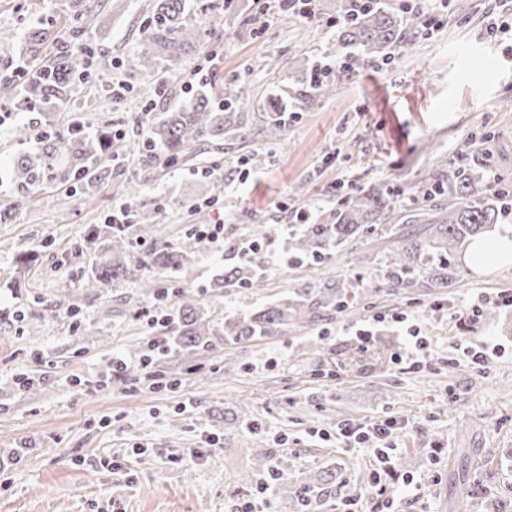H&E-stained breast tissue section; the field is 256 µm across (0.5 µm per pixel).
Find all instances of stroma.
Instances as JSON below:
<instances>
[{
	"mask_svg": "<svg viewBox=\"0 0 512 512\" xmlns=\"http://www.w3.org/2000/svg\"><path fill=\"white\" fill-rule=\"evenodd\" d=\"M319 23L275 13L258 26L252 0H230L235 15L192 10L202 39L187 47L178 74H143L130 60L144 43L143 21L153 0H99L90 43H103L91 81L76 84L64 106L25 112L5 104L19 82L0 79V208L14 201L10 169L32 153L14 129L37 122L68 134L116 137L120 160L95 163L100 178L45 182L0 223V512H235L258 485L270 512H299L269 486L268 472L251 486L258 449L292 481L333 468L336 485L318 492L312 512H332L348 497L370 502L366 449L340 446L338 427L389 416L404 420L395 435L386 484L395 512H480L469 494L512 500V308L495 322L470 325L472 339L489 338L495 351L482 363L457 361L462 334L455 314L478 296L512 292V265L468 273L447 293L413 288L382 293L380 261L393 246L384 232L354 240L313 266L288 264L285 224L291 211L335 206L352 186L386 182L398 187L399 214L422 205L426 181L494 130L501 146L496 172L512 183V31L489 36L493 21L512 19V0H447L432 27L407 32L386 64H371L337 86L334 95L298 113L278 140L253 124L243 141L209 145L175 168L157 167L144 141L155 112L190 99L198 66L218 68L245 94L294 90L303 77L292 53L332 61L336 0H320ZM84 0H0V32L23 35L48 23L52 54L70 51L63 36ZM484 63L471 69L468 57ZM120 78L129 93L120 110L103 88ZM166 85L154 112L143 111L149 89ZM143 191L130 199L126 184ZM131 202L156 215L166 243L187 256L178 275L200 300L214 335L209 347L187 356L165 352L156 368L169 382L150 388L140 363L159 330L147 322L153 302L136 280L88 288L95 255L81 243L90 225L103 224L113 206ZM224 224V242L194 243L195 225ZM271 229L254 258L266 263V286L221 297L209 288L214 268L238 263L250 225ZM367 253L372 265L356 263ZM358 281L353 312L321 317L273 339L224 343V321L256 311L289 291L322 282ZM427 342L426 367L398 364L409 324ZM373 340L361 345L359 330ZM127 367L113 374V358Z\"/></svg>",
	"mask_w": 512,
	"mask_h": 512,
	"instance_id": "stroma-1",
	"label": "stroma"
}]
</instances>
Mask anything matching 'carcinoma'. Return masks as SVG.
Returning a JSON list of instances; mask_svg holds the SVG:
<instances>
[{"label": "carcinoma", "instance_id": "1", "mask_svg": "<svg viewBox=\"0 0 512 512\" xmlns=\"http://www.w3.org/2000/svg\"><path fill=\"white\" fill-rule=\"evenodd\" d=\"M340 25L336 30V67L328 74L318 62L306 54L292 55V65L304 73L306 84L297 89L292 99L309 104L333 95L336 85L357 68L372 59L386 58L399 44L408 28L417 23V14L401 15L381 0H342L337 4ZM186 0H156L146 17L144 47L131 60V67L151 74L158 69L177 72L182 60L179 48L201 38L198 30L186 21ZM96 26V16L88 9L68 29V38L76 50L60 55L46 65L44 73L28 81L19 97L9 96L15 108H42L63 104L70 85L87 76L95 50L84 43V35ZM49 29L36 28L22 41L23 56L40 57L48 41ZM283 98L271 102L262 113L265 130L270 137L281 134L286 126L282 116ZM252 100L232 81L217 76L178 109L160 112L149 130V145L154 148L158 166L171 168L181 164L196 146L219 144L245 135L248 122L255 117ZM20 140L38 144L33 156L18 157L12 168V181L19 189L31 193L45 176L69 182L87 178L89 161L106 151L104 140L76 132L66 137L48 135L33 124L15 128ZM498 154L496 134L480 135L477 146L462 152L448 167V175L433 177L424 193L425 204L408 215L410 221L425 225L418 233L401 232L391 224L394 218L395 190L383 182L368 188L355 187L336 202V206L320 213L315 223L291 233L287 248L313 263L321 262L334 249L338 250L364 233L388 228L395 238V249L386 257V293L399 294L410 288H452L464 278L456 255L468 248L477 236L508 220L504 204L506 190L502 180H494ZM157 240L165 235L164 225L140 211L129 224H109L107 230L90 228L87 246L96 249L98 262L86 279L87 288H106L114 282L139 279V288L147 297L159 295L161 284L152 277L138 276L141 267L155 266L166 271H179L186 256L164 247L137 261L131 254L132 240L141 234ZM265 286L260 265L245 261L217 271L212 288L228 292L237 288L258 290ZM359 293L354 281L325 283L294 291V296L281 299L256 312L224 321V343L236 345L255 338H273L288 328H299L330 312H344L349 297ZM180 301L170 312L163 330L173 336L174 350L193 353L208 346V331L199 301L187 289L179 292ZM336 483V473L319 470L302 481L288 479V473L277 471L280 496L301 507L311 504L315 491Z\"/></svg>", "mask_w": 512, "mask_h": 512}]
</instances>
